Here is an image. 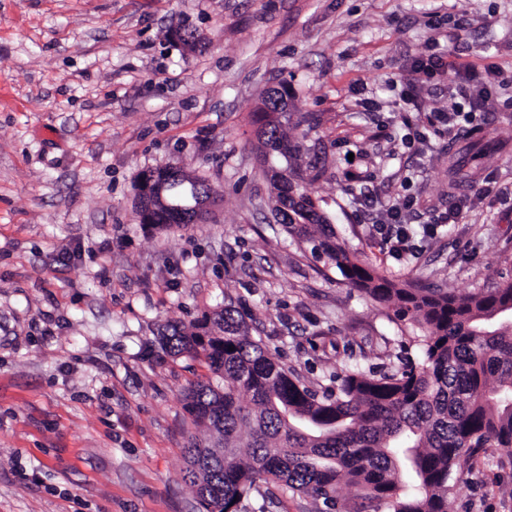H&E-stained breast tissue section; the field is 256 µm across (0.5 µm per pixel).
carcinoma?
Returning a JSON list of instances; mask_svg holds the SVG:
<instances>
[{"label":"carcinoma","instance_id":"obj_1","mask_svg":"<svg viewBox=\"0 0 512 512\" xmlns=\"http://www.w3.org/2000/svg\"><path fill=\"white\" fill-rule=\"evenodd\" d=\"M279 99L268 90L259 110L263 163L286 160L272 170L275 218L344 283L416 323L420 354L379 374L350 370L318 391L250 336L231 306L190 332L167 323L161 348L201 356L210 372L190 385L185 408L214 440L189 442L183 479L198 512H236L253 492L271 500L273 486L335 507L343 484L388 512H448L456 470L491 443L512 454V280L465 295L414 288L348 251L271 117Z\"/></svg>","mask_w":512,"mask_h":512}]
</instances>
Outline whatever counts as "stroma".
I'll use <instances>...</instances> for the list:
<instances>
[{"mask_svg":"<svg viewBox=\"0 0 512 512\" xmlns=\"http://www.w3.org/2000/svg\"><path fill=\"white\" fill-rule=\"evenodd\" d=\"M177 26L194 48L169 41ZM439 45L512 73V0H0V512H198L184 451L210 434L183 395L207 368L160 349L166 321L232 305L311 386L381 371L417 335L275 220L255 114L280 81L346 248L456 294L512 278V86L478 132L401 145L452 102L434 80L417 110L394 105L407 63ZM474 147V175L449 181V158ZM162 167L217 191L209 222L140 223L136 179ZM362 185L383 203L409 192L417 232L449 192L474 201L400 259L358 207ZM450 485L448 512H512V457L485 448ZM278 497L237 512H329Z\"/></svg>","mask_w":512,"mask_h":512,"instance_id":"stroma-1","label":"stroma"}]
</instances>
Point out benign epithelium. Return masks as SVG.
Segmentation results:
<instances>
[{
	"mask_svg": "<svg viewBox=\"0 0 512 512\" xmlns=\"http://www.w3.org/2000/svg\"><path fill=\"white\" fill-rule=\"evenodd\" d=\"M157 176V170H147L135 184V202L139 204L140 223L153 224L156 222V212L170 209L177 211L179 217L190 224L206 222L212 198L195 193L169 197L165 195V186L157 182Z\"/></svg>",
	"mask_w": 512,
	"mask_h": 512,
	"instance_id": "benign-epithelium-1",
	"label": "benign epithelium"
}]
</instances>
